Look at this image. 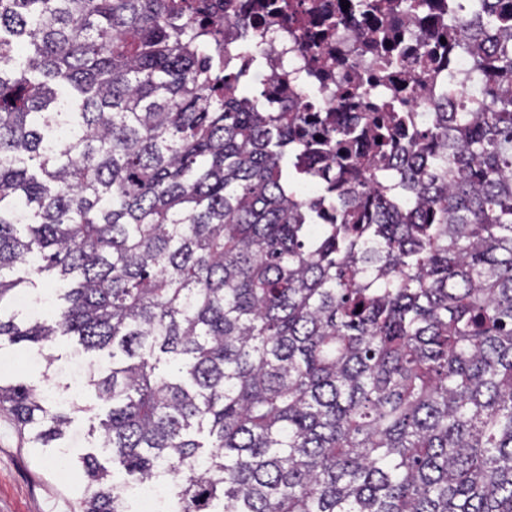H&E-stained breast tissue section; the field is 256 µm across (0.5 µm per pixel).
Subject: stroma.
I'll list each match as a JSON object with an SVG mask.
<instances>
[{
	"label": "stroma",
	"mask_w": 512,
	"mask_h": 512,
	"mask_svg": "<svg viewBox=\"0 0 512 512\" xmlns=\"http://www.w3.org/2000/svg\"><path fill=\"white\" fill-rule=\"evenodd\" d=\"M74 356L71 340L60 338L47 350L0 343V379L43 387L47 368L64 387L63 369ZM86 415L75 417L77 434L57 448H36L14 416L0 408V512H75L78 490L85 481L79 463L90 449Z\"/></svg>",
	"instance_id": "obj_1"
}]
</instances>
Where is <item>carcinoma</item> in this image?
Segmentation results:
<instances>
[{"instance_id": "carcinoma-1", "label": "carcinoma", "mask_w": 512, "mask_h": 512, "mask_svg": "<svg viewBox=\"0 0 512 512\" xmlns=\"http://www.w3.org/2000/svg\"><path fill=\"white\" fill-rule=\"evenodd\" d=\"M216 0H0V340L112 349L89 421L173 512H512V42L485 94L360 133L224 78ZM67 283L49 319L7 310ZM42 448L71 416L0 382ZM207 434L209 452L198 440ZM79 512H126L82 458ZM311 172L303 181L300 192L308 196H316L328 180L336 178V163L332 160H325L315 167H311Z\"/></svg>"}]
</instances>
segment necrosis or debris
<instances>
[{"mask_svg":"<svg viewBox=\"0 0 512 512\" xmlns=\"http://www.w3.org/2000/svg\"><path fill=\"white\" fill-rule=\"evenodd\" d=\"M270 0H225L215 20L224 32L229 75L244 74L269 112H310L327 126L337 116L369 129L396 111L430 125L453 104L476 99V50L488 49V0H430L427 12L401 10L399 0H369L362 11L341 0H289L280 14ZM478 30L475 49L454 48L457 26ZM404 50L387 64L389 46Z\"/></svg>","mask_w":512,"mask_h":512,"instance_id":"1","label":"necrosis or debris"}]
</instances>
